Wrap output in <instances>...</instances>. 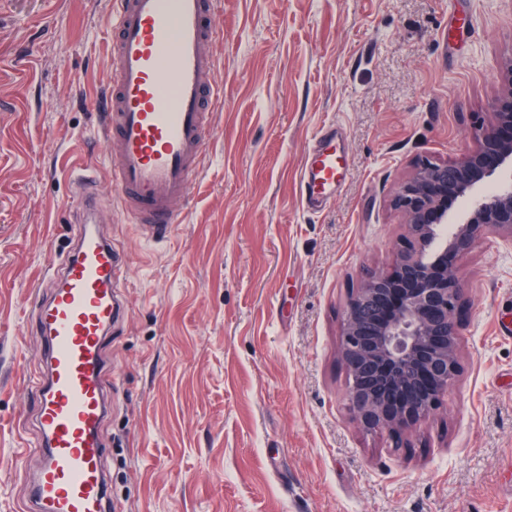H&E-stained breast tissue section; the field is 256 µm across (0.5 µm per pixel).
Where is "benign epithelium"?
Masks as SVG:
<instances>
[{
  "instance_id": "obj_1",
  "label": "benign epithelium",
  "mask_w": 512,
  "mask_h": 512,
  "mask_svg": "<svg viewBox=\"0 0 512 512\" xmlns=\"http://www.w3.org/2000/svg\"><path fill=\"white\" fill-rule=\"evenodd\" d=\"M507 89L494 104L495 122L476 130L477 147L452 163L425 162L392 198L408 228L391 271L352 290L340 352L349 404L366 430L390 434L423 424L448 396L460 372L456 345L463 288L456 258L486 232L512 245V184L492 193L480 184L512 167V63ZM467 201L465 219L431 259L437 225L448 222V194Z\"/></svg>"
}]
</instances>
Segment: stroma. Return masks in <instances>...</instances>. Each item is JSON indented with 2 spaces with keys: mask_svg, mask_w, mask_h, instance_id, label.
<instances>
[{
  "mask_svg": "<svg viewBox=\"0 0 512 512\" xmlns=\"http://www.w3.org/2000/svg\"><path fill=\"white\" fill-rule=\"evenodd\" d=\"M110 0H0V512H27L41 457L35 301L76 226L71 170L109 166L89 96L112 80ZM200 174L164 241L120 203L128 268L100 430L114 512H512V247L459 260L461 372L400 443L355 422L339 340L350 291L389 271L391 199L420 159L473 150L512 59V0H220ZM348 179L305 209L325 125Z\"/></svg>",
  "mask_w": 512,
  "mask_h": 512,
  "instance_id": "obj_1",
  "label": "stroma"
}]
</instances>
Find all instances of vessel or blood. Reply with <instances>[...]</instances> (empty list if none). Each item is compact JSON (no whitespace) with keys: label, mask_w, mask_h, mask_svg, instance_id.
Masks as SVG:
<instances>
[{"label":"vessel or blood","mask_w":512,"mask_h":512,"mask_svg":"<svg viewBox=\"0 0 512 512\" xmlns=\"http://www.w3.org/2000/svg\"><path fill=\"white\" fill-rule=\"evenodd\" d=\"M217 0H113L107 52L113 77L98 107L112 158L104 177L123 210L153 240L177 224L212 135L209 114L223 98L213 73L222 37ZM333 132H321L304 159L300 191L324 206L347 176ZM98 171L81 167L74 246L51 267L55 288L37 305L44 366L34 376L42 464L32 479V512H111L99 430L107 413L105 337L122 312L114 292L124 265L93 219Z\"/></svg>","instance_id":"1"}]
</instances>
